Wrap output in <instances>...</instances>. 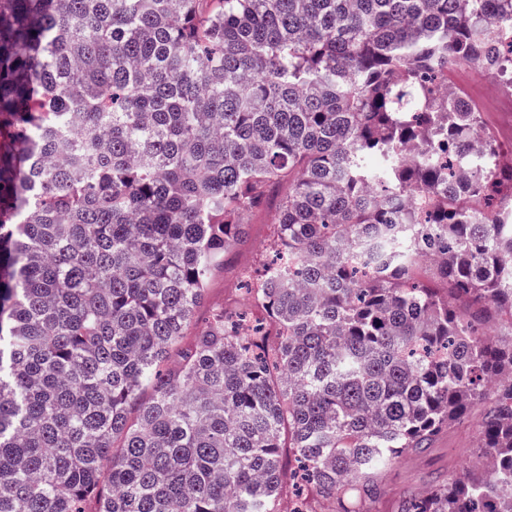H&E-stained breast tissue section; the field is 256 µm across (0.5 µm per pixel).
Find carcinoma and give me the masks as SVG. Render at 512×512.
<instances>
[{"label":"carcinoma","instance_id":"cac0c4a2","mask_svg":"<svg viewBox=\"0 0 512 512\" xmlns=\"http://www.w3.org/2000/svg\"><path fill=\"white\" fill-rule=\"evenodd\" d=\"M205 2L0 0V512H369L474 410L392 512H512V154L435 80L512 0ZM282 183L272 330L177 348ZM475 421L473 416L448 426L433 448L424 453L396 458L386 475V500L395 501L409 492H417L440 473L462 472L470 467L476 448Z\"/></svg>","mask_w":512,"mask_h":512}]
</instances>
